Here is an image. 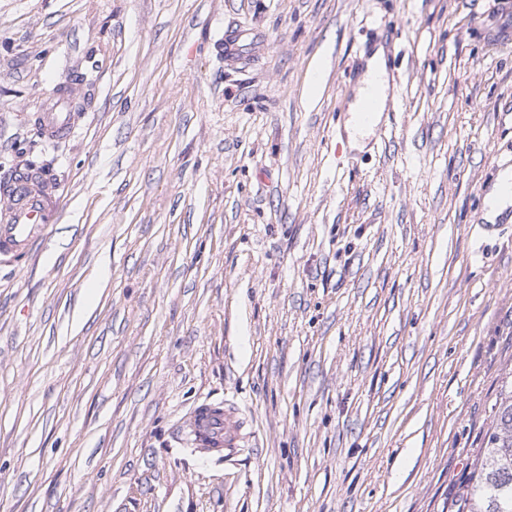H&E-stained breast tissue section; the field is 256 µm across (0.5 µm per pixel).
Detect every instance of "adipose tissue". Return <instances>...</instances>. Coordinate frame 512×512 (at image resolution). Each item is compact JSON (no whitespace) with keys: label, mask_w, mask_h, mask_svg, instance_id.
<instances>
[{"label":"adipose tissue","mask_w":512,"mask_h":512,"mask_svg":"<svg viewBox=\"0 0 512 512\" xmlns=\"http://www.w3.org/2000/svg\"><path fill=\"white\" fill-rule=\"evenodd\" d=\"M389 100V79L387 57L384 48H376L366 59L365 70L359 79L353 95L351 118L346 123L348 144L353 148L363 147L372 129L379 123ZM371 104L372 113L368 119H361L364 104Z\"/></svg>","instance_id":"ef3b65f1"}]
</instances>
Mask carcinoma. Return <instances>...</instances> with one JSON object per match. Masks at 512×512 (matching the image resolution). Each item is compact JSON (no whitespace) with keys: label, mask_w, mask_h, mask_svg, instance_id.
<instances>
[{"label":"carcinoma","mask_w":512,"mask_h":512,"mask_svg":"<svg viewBox=\"0 0 512 512\" xmlns=\"http://www.w3.org/2000/svg\"><path fill=\"white\" fill-rule=\"evenodd\" d=\"M467 504V512H512V383L504 386Z\"/></svg>","instance_id":"carcinoma-1"}]
</instances>
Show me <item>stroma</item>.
<instances>
[{"instance_id": "1", "label": "stroma", "mask_w": 512, "mask_h": 512, "mask_svg": "<svg viewBox=\"0 0 512 512\" xmlns=\"http://www.w3.org/2000/svg\"><path fill=\"white\" fill-rule=\"evenodd\" d=\"M39 165L64 207L0 262V512H463L512 379V222L477 231L512 0H0V185ZM204 401L245 422L218 460ZM389 87L387 57L384 48L379 46L366 58L365 70L354 88L350 107L353 116L346 123L348 144L351 148H362L365 139L380 122L389 100ZM367 101L372 104V114L364 121L359 112L364 117L371 113L362 111V106ZM35 128L41 138L52 143L70 135L77 125L76 102L69 81L58 83L52 98L35 113ZM241 424L234 406L203 402L191 410L184 431L193 448L221 455L240 447Z\"/></svg>"}]
</instances>
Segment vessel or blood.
I'll return each mask as SVG.
<instances>
[{"instance_id":"vessel-or-blood-1","label":"vessel or blood","mask_w":512,"mask_h":512,"mask_svg":"<svg viewBox=\"0 0 512 512\" xmlns=\"http://www.w3.org/2000/svg\"><path fill=\"white\" fill-rule=\"evenodd\" d=\"M77 125L76 102L70 82L56 85L52 98L35 115V128L48 143L70 135ZM54 180L32 170L16 178L12 189L0 195V256L36 252L46 239L49 224L61 211ZM192 447L222 454L239 447L242 426L234 406L201 403L184 426Z\"/></svg>"}]
</instances>
